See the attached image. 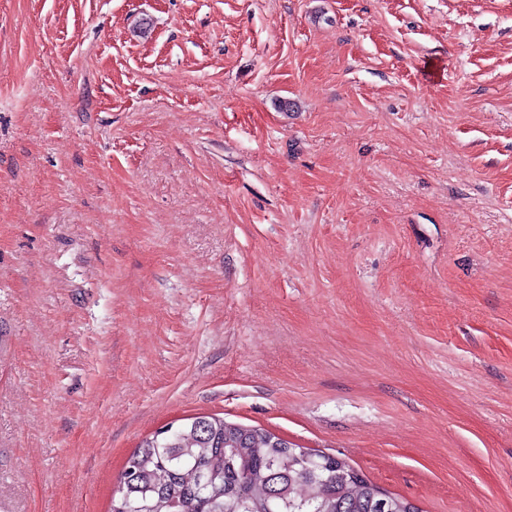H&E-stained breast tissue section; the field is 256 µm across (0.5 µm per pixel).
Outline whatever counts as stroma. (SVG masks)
I'll list each match as a JSON object with an SVG mask.
<instances>
[{
    "label": "stroma",
    "instance_id": "obj_1",
    "mask_svg": "<svg viewBox=\"0 0 512 512\" xmlns=\"http://www.w3.org/2000/svg\"><path fill=\"white\" fill-rule=\"evenodd\" d=\"M202 414L512 512V0H0V512Z\"/></svg>",
    "mask_w": 512,
    "mask_h": 512
}]
</instances>
